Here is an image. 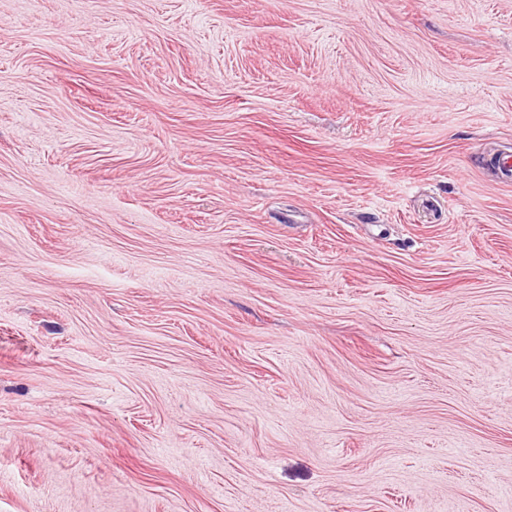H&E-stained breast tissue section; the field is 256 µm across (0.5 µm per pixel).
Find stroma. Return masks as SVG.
<instances>
[{"instance_id":"1","label":"stroma","mask_w":512,"mask_h":512,"mask_svg":"<svg viewBox=\"0 0 512 512\" xmlns=\"http://www.w3.org/2000/svg\"><path fill=\"white\" fill-rule=\"evenodd\" d=\"M512 0H0V512H512Z\"/></svg>"}]
</instances>
